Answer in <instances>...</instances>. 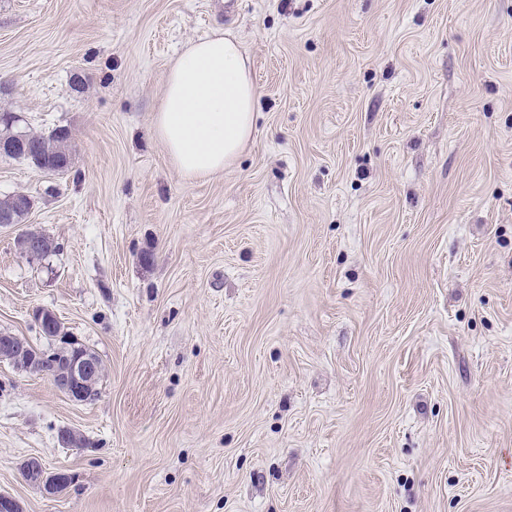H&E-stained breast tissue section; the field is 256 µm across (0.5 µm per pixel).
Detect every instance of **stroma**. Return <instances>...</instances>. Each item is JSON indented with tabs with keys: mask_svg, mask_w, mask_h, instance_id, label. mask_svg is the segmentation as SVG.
I'll use <instances>...</instances> for the list:
<instances>
[{
	"mask_svg": "<svg viewBox=\"0 0 512 512\" xmlns=\"http://www.w3.org/2000/svg\"><path fill=\"white\" fill-rule=\"evenodd\" d=\"M218 31L255 132L189 184L151 118ZM4 110L72 165L0 157L61 245L0 228V331L104 365L78 404L0 361L23 512H512V0H0ZM24 247L22 253L31 260H41L58 249L57 240L40 230L25 228L18 234ZM61 246L58 249L60 251ZM20 473L25 482L40 488L48 496L62 495L72 481V477L64 472L47 473L42 461L36 457L25 460Z\"/></svg>",
	"mask_w": 512,
	"mask_h": 512,
	"instance_id": "1",
	"label": "stroma"
}]
</instances>
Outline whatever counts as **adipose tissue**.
Here are the masks:
<instances>
[{"label": "adipose tissue", "mask_w": 512, "mask_h": 512, "mask_svg": "<svg viewBox=\"0 0 512 512\" xmlns=\"http://www.w3.org/2000/svg\"><path fill=\"white\" fill-rule=\"evenodd\" d=\"M256 98L248 55L230 33L214 34L169 66L153 133L186 179L217 175L251 141Z\"/></svg>", "instance_id": "1"}]
</instances>
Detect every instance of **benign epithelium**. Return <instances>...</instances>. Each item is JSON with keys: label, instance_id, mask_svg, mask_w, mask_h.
I'll list each match as a JSON object with an SVG mask.
<instances>
[{"label": "benign epithelium", "instance_id": "1", "mask_svg": "<svg viewBox=\"0 0 512 512\" xmlns=\"http://www.w3.org/2000/svg\"><path fill=\"white\" fill-rule=\"evenodd\" d=\"M23 243L22 253L31 260H41L58 249L57 240L40 230L25 228L18 234ZM56 346L47 353L20 336L0 333V360L23 364L37 371L51 363L50 379L71 401L87 404L97 398L98 382L103 366L97 354L84 348L79 340L59 332L54 336ZM25 482L40 488L48 496L62 495L72 477L64 472L49 474L42 461L31 457L20 466Z\"/></svg>", "mask_w": 512, "mask_h": 512}]
</instances>
